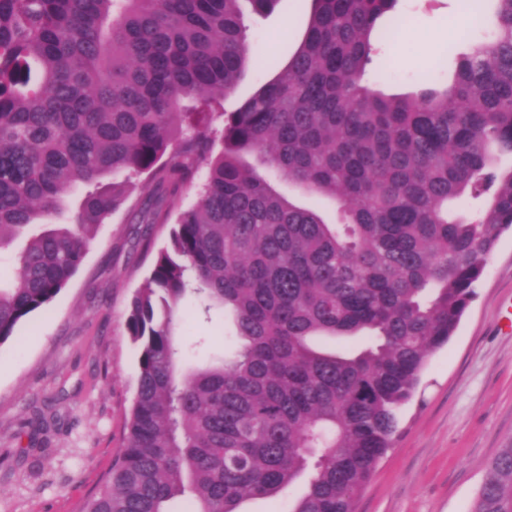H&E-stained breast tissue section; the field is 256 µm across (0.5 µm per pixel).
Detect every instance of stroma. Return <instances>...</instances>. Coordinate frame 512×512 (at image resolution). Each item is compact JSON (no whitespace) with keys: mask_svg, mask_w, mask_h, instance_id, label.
I'll return each mask as SVG.
<instances>
[{"mask_svg":"<svg viewBox=\"0 0 512 512\" xmlns=\"http://www.w3.org/2000/svg\"><path fill=\"white\" fill-rule=\"evenodd\" d=\"M458 0H399L405 24L378 41L365 79L388 94H417L453 80L458 52L448 37ZM308 0H281L268 16L247 14L253 67L223 101L234 109L286 62L309 20ZM152 255L133 246L124 212L97 230L84 263L54 302L0 345V512H81L127 442L139 349L126 325ZM512 304V232L499 240L475 297L430 359L401 410L393 446L354 502V512H470L489 460L512 442V333L498 319ZM223 310L200 317L185 302L175 321L181 370L224 354ZM54 416L29 438L35 409Z\"/></svg>","mask_w":512,"mask_h":512,"instance_id":"obj_1","label":"stroma"}]
</instances>
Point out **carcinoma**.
<instances>
[{"label": "carcinoma", "instance_id": "1", "mask_svg": "<svg viewBox=\"0 0 512 512\" xmlns=\"http://www.w3.org/2000/svg\"><path fill=\"white\" fill-rule=\"evenodd\" d=\"M244 1L281 2L0 0V249L41 227L0 287V345L66 288L108 217L126 209L148 251L178 212L129 305L126 446L84 512H166L185 494L193 512H240L303 475L291 512H353L512 229V168L492 165L512 157V0H495L491 40L457 58L452 84L417 96L364 82L398 0H311L288 61L218 132L213 104L250 60ZM78 183L76 222L43 223ZM466 194L488 208L454 214ZM188 296L232 315L235 349L179 376ZM471 512H512V444Z\"/></svg>", "mask_w": 512, "mask_h": 512}]
</instances>
